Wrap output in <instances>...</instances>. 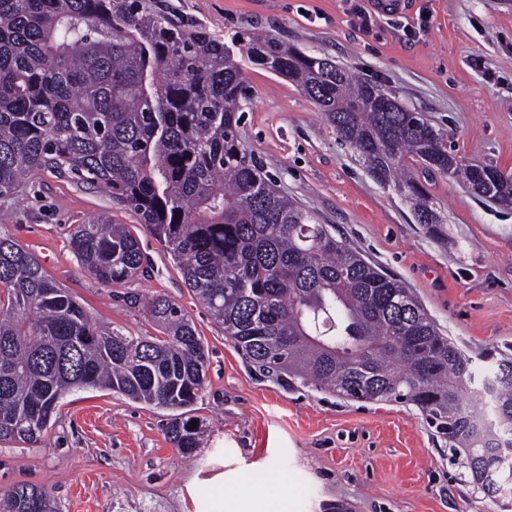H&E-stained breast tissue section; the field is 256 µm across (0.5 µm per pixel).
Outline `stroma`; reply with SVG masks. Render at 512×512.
I'll return each mask as SVG.
<instances>
[{
	"label": "stroma",
	"mask_w": 512,
	"mask_h": 512,
	"mask_svg": "<svg viewBox=\"0 0 512 512\" xmlns=\"http://www.w3.org/2000/svg\"><path fill=\"white\" fill-rule=\"evenodd\" d=\"M224 43L247 87L242 140L277 189L330 225L363 258L397 278L474 362L512 357V210L455 179L422 183L443 236L382 186L336 140L295 83L254 63L257 32L326 57L423 113L466 162L512 173V0H146ZM373 17L360 28L357 14ZM100 216L127 225L143 275L109 288L83 272L73 229ZM0 221L101 327L127 336L155 328L145 298L163 296L193 320L209 352L190 413L201 445L186 459L168 440L171 410L88 388L68 395L39 443L0 442V493L27 483L55 512H214L217 494L263 512H512L470 483L465 455L414 405L346 399L248 363L187 288L169 253L97 186L45 171L0 196ZM294 493L281 500L272 475Z\"/></svg>",
	"instance_id": "35a3bbf8"
}]
</instances>
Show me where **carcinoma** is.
Segmentation results:
<instances>
[{"mask_svg":"<svg viewBox=\"0 0 512 512\" xmlns=\"http://www.w3.org/2000/svg\"><path fill=\"white\" fill-rule=\"evenodd\" d=\"M248 52L320 107L417 223L443 224L422 175L512 208V174L464 163L378 86L268 39L250 38ZM245 101L224 44L145 0H0V196L44 170L100 186L163 245L251 364L347 399L416 405L496 497L486 472L512 476V359L475 382L472 359L405 288L275 188L242 141ZM70 246L108 287L143 273L139 240L106 217L78 225ZM148 308L155 336L98 326L0 224V441L39 442L61 400L91 387L175 411L168 438L194 455L201 431L184 415L208 352L176 303L156 296ZM0 512L52 508L23 483Z\"/></svg>","mask_w":512,"mask_h":512,"instance_id":"1","label":"carcinoma"}]
</instances>
